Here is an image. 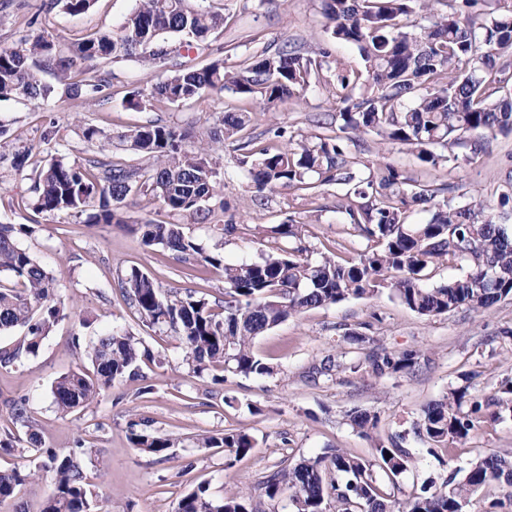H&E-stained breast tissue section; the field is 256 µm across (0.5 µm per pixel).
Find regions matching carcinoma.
I'll return each instance as SVG.
<instances>
[{"label": "carcinoma", "instance_id": "carcinoma-1", "mask_svg": "<svg viewBox=\"0 0 512 512\" xmlns=\"http://www.w3.org/2000/svg\"><path fill=\"white\" fill-rule=\"evenodd\" d=\"M330 37L355 46L365 73L348 69L321 48L303 52L283 46L276 53L254 52L235 66L217 58L201 68H186L169 48L189 51L210 33L224 28L228 17L201 0H136L116 31L94 33L78 43L54 40L45 30L21 45L0 49V101L22 98L44 103L55 88L42 80L54 74L71 98L101 104L112 98V72L104 70L73 81V68L87 70L119 59H135L163 70L148 93L133 90L126 103L133 109L154 102L180 104L206 91H228L243 100L257 98L266 108L298 100L308 87L325 79L336 86L335 112L309 133L293 134L271 126L244 138L251 122L247 112H226L224 139L239 143L241 164L258 193L293 189L304 197L323 187L341 190L336 212L355 236L367 241L356 257L343 262L333 255L309 257L306 224L290 216L280 224L256 225L257 234L273 239L257 261L228 262L221 254H205L178 224H131L123 204L132 191L156 199L172 212L202 213L220 183L208 156L210 148L183 147L186 132L153 124L128 130L123 139L152 163L146 167L112 161L105 153L112 134L96 126L82 130L85 142L98 150L80 164L52 160L34 166L27 206L36 214L86 215L91 224H114L141 233L144 244L157 245L182 260L224 273V300L213 306L204 298L164 294L155 279L139 270L118 286L143 322L160 326L178 341L185 363L195 374L220 368L244 377H265L273 367L254 351L255 340L288 318L306 310L330 307L350 298H368L389 290L421 316L436 317L459 307L485 310L512 296V233L474 199L463 205L439 198L441 188L419 184L386 156L371 163L352 160L350 145L374 135L381 143L410 151L424 167L438 169L451 161L441 153L448 139L483 130L512 132V0H496L490 18L478 23L471 9L478 0H322ZM72 15L89 11L94 0H52ZM32 148H14L11 168L27 167ZM426 211L421 223L410 213ZM25 225L0 224V334L19 330L22 336L0 348V368L22 363L40 350L64 317L53 297L54 277L26 250L16 235ZM457 266L462 273L429 285L436 269ZM93 375L70 372L52 387L57 408L73 412L98 397L116 381L140 375L153 361L143 341L128 331L108 332L90 346ZM418 352L381 349L368 356L377 377L405 373ZM512 416V398L496 400L450 390L425 406L414 434L435 454L465 442L483 419ZM351 426L367 435L378 416L354 409ZM133 446L168 456L171 439L129 423ZM405 437L394 436L374 448L368 460L340 448L288 464L260 485L269 501L288 493L294 512H457L470 494L492 483L512 486V464L490 454L474 460L462 478L453 473L422 484L420 493L401 502L384 491L378 473L396 484L411 454ZM201 448L224 449L231 465L254 448L245 431L203 434ZM42 468L53 474L54 489L42 512H89L92 491L77 452L46 451ZM37 472L0 471V506L17 502V489ZM177 512H267L263 502L239 495L216 499L199 486L178 503Z\"/></svg>", "mask_w": 512, "mask_h": 512}]
</instances>
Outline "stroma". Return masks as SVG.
<instances>
[{"instance_id":"35a3bbf8","label":"stroma","mask_w":512,"mask_h":512,"mask_svg":"<svg viewBox=\"0 0 512 512\" xmlns=\"http://www.w3.org/2000/svg\"><path fill=\"white\" fill-rule=\"evenodd\" d=\"M42 0H0V47L15 45L32 29L49 31L55 40L69 43L118 28L135 0H96L85 14L72 16L61 8L40 10ZM213 10L230 15L223 33L210 38L203 50L189 53L184 64L199 68L214 60L218 49H235L236 60L264 47L276 51L284 44L306 50L328 49L347 67L360 70L358 50L331 38L321 0H209ZM112 98L106 106L82 99L60 98L46 104L11 99L0 102V125L8 133L0 138V152L14 146L33 148V161L55 159L79 163L87 155L82 129L93 125L111 132L112 159L147 165L122 139L129 129L157 122L191 133L190 145L211 141L222 131L224 113L250 111L252 131L272 125L300 133L313 129L315 118L333 112L336 89L320 81L310 85L300 102H288L267 111L229 92H207L176 105L143 109L126 106L125 96L154 84L157 71L133 61L112 64ZM60 128L44 141L49 124ZM480 154H472L467 141H449L453 161L433 173L425 172L415 157L391 149L372 135L364 136L355 156L371 161L385 155L409 177L445 186L453 203L481 200L497 222L512 226V213H502L498 201L512 191V134L490 135ZM235 142L216 144L210 155L218 171L221 190L208 206L211 214L174 213L143 195H129L124 209L132 220L181 225L205 253H219L229 261L257 260L264 246L254 231L258 224H278L295 216L307 225L306 242L312 258L321 255L351 257L364 249L363 239L350 236L336 213L335 186L319 197L305 199L288 189L259 200ZM29 179L0 164V224L27 225L17 243L54 276V301L66 313L44 340L36 356L16 368H0V439L14 448L0 451V470H35V481L21 487L18 497L27 512H40L53 490L50 473L40 464L44 450H80L82 465L93 492L94 505L110 512H176L180 499L197 486L216 498L239 492L258 494L259 482L281 462L296 463L329 448L371 457L376 442L410 428L422 408L449 390L469 386L471 392L499 397L512 380V298L476 312L461 307L426 318L401 304L389 291L370 298H352L327 308H316L288 318L256 339L255 352L275 368L267 378L226 374L214 381L212 373L194 375L184 362V351L169 333L142 322L123 296L118 281L137 268L150 274L166 293H192L209 302L224 298L221 272H197L157 246L143 244L140 234L104 224L86 223L67 213L33 214L24 201ZM229 211H222V204ZM243 220L228 234L229 213ZM121 329L144 340L155 360L144 365L135 380L117 382L101 391L90 404L68 414L53 403L52 386L70 371L91 372L87 357L97 336ZM357 332L361 341L347 340ZM390 351L418 349L422 359L409 372L377 378L365 367L376 348ZM342 356L348 368L334 378L312 377L311 369L326 357ZM24 401L31 427L13 424L10 407ZM354 409L377 413L379 423L370 435L354 430L348 414ZM142 420L149 432L173 442L169 459L142 452L129 439L128 423ZM42 438L40 451L29 449V431ZM243 430L254 437L253 450L226 466L220 448H200L195 438ZM414 458L397 479L395 496L404 500L418 492L430 477L445 476L479 457L495 454L512 461V418L482 423L452 451L428 455L422 444L411 443Z\"/></svg>"}]
</instances>
